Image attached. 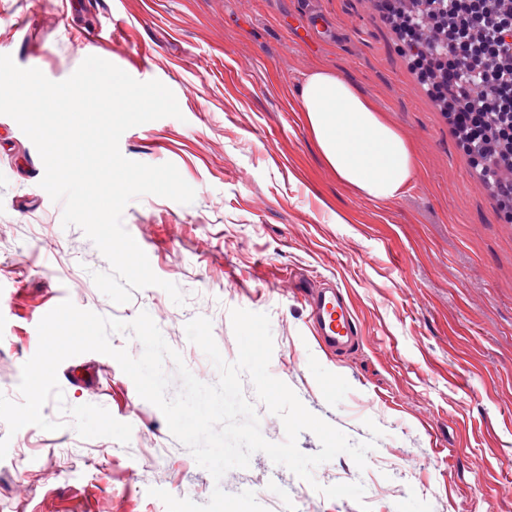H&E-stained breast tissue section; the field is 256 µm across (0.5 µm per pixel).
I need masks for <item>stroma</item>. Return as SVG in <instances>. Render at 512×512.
<instances>
[{"label": "stroma", "instance_id": "35a3bbf8", "mask_svg": "<svg viewBox=\"0 0 512 512\" xmlns=\"http://www.w3.org/2000/svg\"><path fill=\"white\" fill-rule=\"evenodd\" d=\"M88 34L94 43L82 44ZM144 50L145 73L132 63ZM91 54L161 81L182 112L128 129L119 147L173 163L195 190L190 204L139 197L122 218L185 302L148 287L119 305L98 290L92 274L107 260L82 229L63 227L35 145L0 115V393L21 401L37 325L64 300L125 322L148 312L210 384L218 373L185 325L210 319L232 362L230 312L242 308L270 318L271 375L351 443L375 447L365 469L341 454L311 484L261 452L217 482L118 363L88 352L58 368L64 404L103 406L131 425L129 444L70 424L12 435L0 421L10 439L0 512H166L149 488L204 504L217 486L254 491L267 512H512V223L375 0H0V55L19 67L59 82ZM315 69L351 81L411 144L415 176L400 198L371 200L325 165L298 101ZM323 279L353 303L362 342L345 355L320 349L307 323L302 292ZM353 482L363 503L315 490Z\"/></svg>", "mask_w": 512, "mask_h": 512}]
</instances>
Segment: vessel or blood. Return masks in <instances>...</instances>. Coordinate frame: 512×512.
I'll return each mask as SVG.
<instances>
[{
    "instance_id": "b4317fda",
    "label": "vessel or blood",
    "mask_w": 512,
    "mask_h": 512,
    "mask_svg": "<svg viewBox=\"0 0 512 512\" xmlns=\"http://www.w3.org/2000/svg\"><path fill=\"white\" fill-rule=\"evenodd\" d=\"M309 323L319 346L340 351L358 343L360 336L348 294L336 285L306 294Z\"/></svg>"
}]
</instances>
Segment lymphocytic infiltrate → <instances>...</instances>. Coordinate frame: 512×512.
<instances>
[{
  "mask_svg": "<svg viewBox=\"0 0 512 512\" xmlns=\"http://www.w3.org/2000/svg\"><path fill=\"white\" fill-rule=\"evenodd\" d=\"M380 0L412 70L512 223V0Z\"/></svg>",
  "mask_w": 512,
  "mask_h": 512,
  "instance_id": "lymphocytic-infiltrate-1",
  "label": "lymphocytic infiltrate"
}]
</instances>
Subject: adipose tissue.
Returning a JSON list of instances; mask_svg holds the SVG:
<instances>
[{
    "label": "adipose tissue",
    "instance_id": "obj_1",
    "mask_svg": "<svg viewBox=\"0 0 512 512\" xmlns=\"http://www.w3.org/2000/svg\"><path fill=\"white\" fill-rule=\"evenodd\" d=\"M299 100L312 140L340 181L376 201L403 194L414 176L413 150L369 97L335 73L314 70Z\"/></svg>",
    "mask_w": 512,
    "mask_h": 512
}]
</instances>
